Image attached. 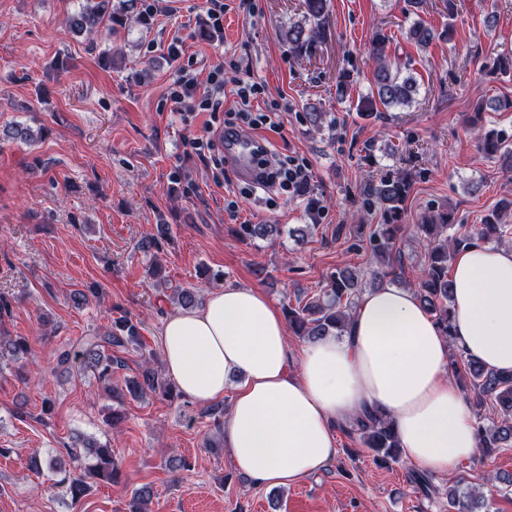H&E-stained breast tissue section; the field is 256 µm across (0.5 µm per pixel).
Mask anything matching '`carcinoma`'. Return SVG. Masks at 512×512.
I'll use <instances>...</instances> for the list:
<instances>
[{"label":"carcinoma","instance_id":"carcinoma-1","mask_svg":"<svg viewBox=\"0 0 512 512\" xmlns=\"http://www.w3.org/2000/svg\"><path fill=\"white\" fill-rule=\"evenodd\" d=\"M305 12L302 19L291 22L284 31V38L290 50L298 55L310 51L313 43L321 34V26L326 14L327 0H304ZM107 12L105 0H85L78 13L70 21L73 27L82 32L92 31L104 22ZM409 38L418 47L425 49L435 39L434 31L422 22L414 23L409 29ZM371 54L375 59L373 87L371 95L363 99L366 111L377 112L379 108L409 107L416 102L418 95L417 79L402 74L399 65L393 63L385 53V38L374 41ZM478 148L491 155L499 154L504 159V167L512 169V145L498 133L489 132L480 140ZM412 174L401 172L393 177L375 183L369 181L362 190L363 203L371 209L382 211L384 223L369 231L365 242L382 270L374 276L396 275L393 250L398 221L410 191ZM512 209V202H502L491 214L484 218L478 231L480 240L491 243L501 242L508 233V224L503 215ZM450 214L439 212L424 218L419 225L425 241L424 263L421 278L414 289L416 297L424 308L434 317L439 330L452 337L453 283L448 277L456 253L473 245L471 235L467 233L448 235ZM241 240L253 243L278 236L281 233L278 224H240L237 228ZM362 293V283L356 272L337 269L326 280V284L317 297L306 302H297L288 306L285 315L288 328L293 336L303 341H313L325 336H341L347 330L349 320ZM173 298L185 309H192L201 303L198 289L175 288ZM142 345L138 324L128 317H119L112 321L110 329L102 335L89 336L80 351L72 353L63 350L58 355V364L81 360V364L91 370L103 383V388L111 389L112 374L118 369V360L110 351L115 347ZM0 349L7 351L14 359L26 358L31 354V346L23 338L15 342L0 339ZM451 373L455 375L472 393L471 406L476 415L483 414L486 405L497 412V418L488 425H477L479 451L485 457L492 456L501 448L512 447V373L496 372L486 369L470 358L450 357ZM131 397L140 398L147 392L169 394L173 387L153 369L145 368L139 376L125 380ZM349 432L359 435L366 448L385 459L394 462L401 457L400 442L391 420L382 412L365 411L350 423ZM83 450L68 448V455L77 459L84 458L81 472L71 474L61 467L50 466L52 472L61 475L56 486L62 487L71 499L77 500L90 489L89 479L99 478L112 482L118 479V467L112 458V448L106 443L91 439L82 440ZM448 508L453 512H473L469 506L471 496L464 493L459 484L448 487Z\"/></svg>","mask_w":512,"mask_h":512}]
</instances>
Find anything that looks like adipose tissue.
<instances>
[{"label":"adipose tissue","instance_id":"ef3b65f1","mask_svg":"<svg viewBox=\"0 0 512 512\" xmlns=\"http://www.w3.org/2000/svg\"><path fill=\"white\" fill-rule=\"evenodd\" d=\"M451 336L414 292L380 284L359 300L343 336L308 343L290 368L288 329L260 289L227 286L163 325L161 351L181 394L232 393L223 440L235 468L291 486L336 456V429L364 411L389 415L408 462L438 474L475 455L477 423L448 371L451 347L512 371V249L460 250Z\"/></svg>","mask_w":512,"mask_h":512}]
</instances>
